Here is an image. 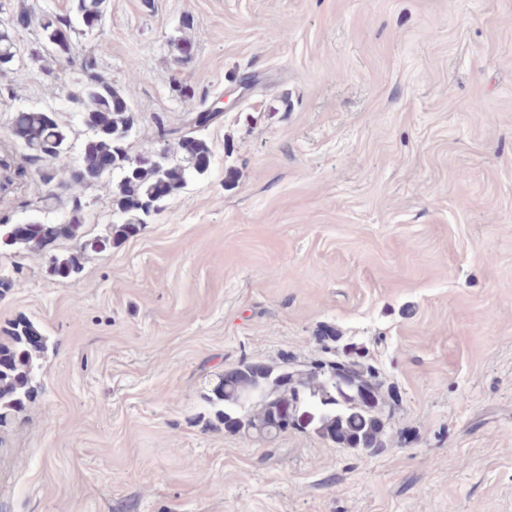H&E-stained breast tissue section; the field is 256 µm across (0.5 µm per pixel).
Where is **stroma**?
I'll return each instance as SVG.
<instances>
[{
	"mask_svg": "<svg viewBox=\"0 0 512 512\" xmlns=\"http://www.w3.org/2000/svg\"><path fill=\"white\" fill-rule=\"evenodd\" d=\"M40 39L17 28L0 70V224L78 199L102 235L108 189L45 204L11 134L40 110L71 160L86 137L80 72ZM74 43L134 112L131 155L222 112L208 171L76 276L50 271L66 239L0 251V341L20 317L48 340L0 424V512H512V0H109ZM346 355L390 396L382 447L258 442L207 402L241 362Z\"/></svg>",
	"mask_w": 512,
	"mask_h": 512,
	"instance_id": "stroma-1",
	"label": "stroma"
}]
</instances>
